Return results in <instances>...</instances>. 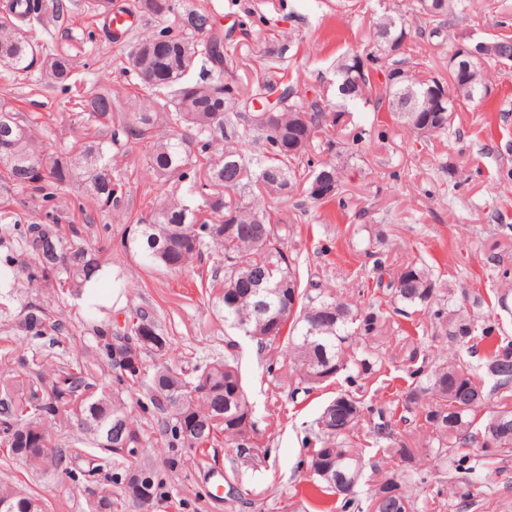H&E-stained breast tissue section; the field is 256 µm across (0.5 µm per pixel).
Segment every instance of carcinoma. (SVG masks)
I'll return each mask as SVG.
<instances>
[{
    "label": "carcinoma",
    "mask_w": 512,
    "mask_h": 512,
    "mask_svg": "<svg viewBox=\"0 0 512 512\" xmlns=\"http://www.w3.org/2000/svg\"><path fill=\"white\" fill-rule=\"evenodd\" d=\"M21 3L0 17V65L23 75L42 62L50 83L72 89L70 50L47 52L17 33L19 22L45 24L69 10L65 0H14ZM129 9L158 17L176 10L175 0H131ZM466 9L462 0H412L406 10H387L377 22L374 45L355 58L352 51L338 61L337 87L344 101L362 100L375 112H386L405 124L423 142L448 131L458 108L483 98L482 65L469 79H458L447 89V111L433 113L434 123H413L423 113H407L404 89L414 88L417 99L428 100L440 77L421 75L419 62L401 50L388 52L390 42L405 35L422 39L450 37V20ZM187 34L171 37L160 32L139 41L132 65L138 76L153 81L164 92L147 100L131 119L112 125V103L103 91L76 101L84 123L107 128L106 137L83 143L74 154L33 149L32 126L19 119L7 103H0V188L20 195L19 205L37 203L48 209L41 224H23L11 211H0V224L32 261L16 263L12 256L0 262V287H15L20 276L31 286L56 294L81 295L83 288L106 267L101 251L85 245L79 227L69 235L59 232L55 200L73 181L104 206L119 198L122 185L112 177L108 152L130 139L147 143V167L167 185L164 201L151 220L139 224L129 239L150 266L182 272L205 258L212 259L210 295L223 314L224 324L270 347L281 341L293 365L297 384L309 392L335 376L349 372L350 383L379 374L382 356L358 351L360 338L381 330L394 315L425 312L437 336L449 344L483 353L476 365L460 358H444L430 369L412 372L414 381L388 411L377 407V436L388 439L392 420L412 426L417 441L430 453L419 456L406 442L384 449L388 458L405 467L406 474L386 472L368 497L357 499L356 486L366 462L364 444L356 431L363 412V396L343 390L324 408L310 427L308 467L321 491L340 500L342 512H414L407 480L427 483L435 467L448 470V485L467 487L490 463L512 461V341L488 344L494 328L481 313L482 296L466 305L447 307L428 268L410 263L378 287L388 291L392 306L342 298L330 290L315 293L300 288L297 258L284 251L290 224L273 221L267 199L300 204L304 196L317 204L341 199L343 172L324 163L306 170L305 158L318 136L337 125L341 112L328 110L321 98L300 97L281 57L269 51L264 75L243 84L236 77L235 55L227 47L224 30L204 7L186 13ZM201 38H196V35ZM184 133L165 140L154 138L157 116ZM327 180L330 193L317 197L314 180ZM106 317L95 326L98 354L59 367L48 379L38 374L28 381L0 376V446L6 456L35 472L46 473L57 464L72 475L73 465L86 463L84 475L93 476L112 465L120 494L105 493L92 500L88 512H114L132 501L135 474L148 473L144 487L157 499L159 473L145 460L146 434L128 411L121 393L144 389L161 415L157 433L168 447L204 448L223 437L237 454H262L254 421H243L245 386L235 356L226 355L187 376L168 365L170 337L150 313L137 310L125 318L124 332ZM29 336H59L65 325L51 311L31 305L19 319ZM150 356L152 368L144 364ZM78 421L99 450L93 455L85 441L67 446L45 444L49 428ZM493 442H488L489 437ZM0 500L11 512H45L44 500L0 484Z\"/></svg>",
    "instance_id": "carcinoma-1"
}]
</instances>
